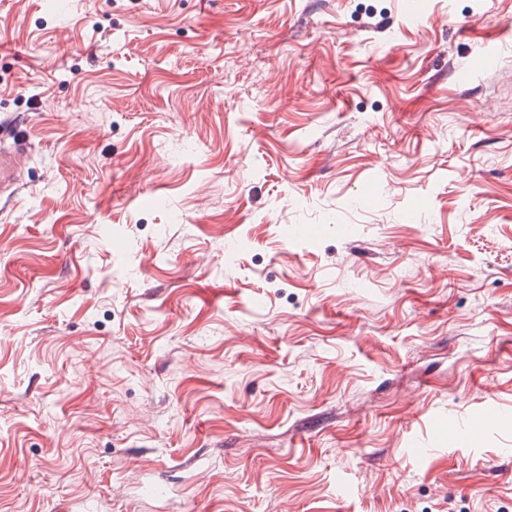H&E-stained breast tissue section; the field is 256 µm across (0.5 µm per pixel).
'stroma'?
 I'll return each instance as SVG.
<instances>
[{"label":"stroma","instance_id":"1","mask_svg":"<svg viewBox=\"0 0 512 512\" xmlns=\"http://www.w3.org/2000/svg\"><path fill=\"white\" fill-rule=\"evenodd\" d=\"M421 10L0 0V512H512V0Z\"/></svg>","mask_w":512,"mask_h":512}]
</instances>
